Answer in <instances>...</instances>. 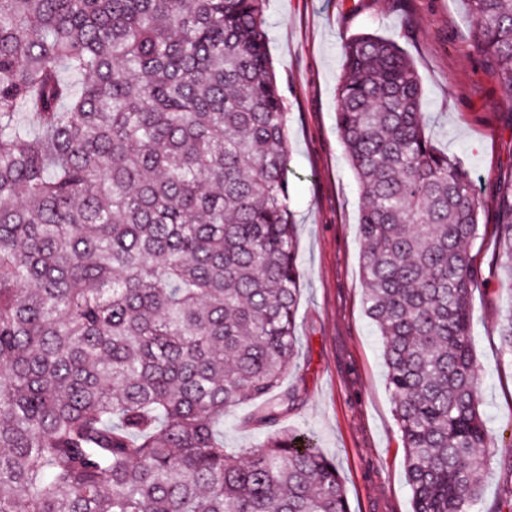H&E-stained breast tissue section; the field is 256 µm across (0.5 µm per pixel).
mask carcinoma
<instances>
[{
  "label": "carcinoma",
  "mask_w": 512,
  "mask_h": 512,
  "mask_svg": "<svg viewBox=\"0 0 512 512\" xmlns=\"http://www.w3.org/2000/svg\"><path fill=\"white\" fill-rule=\"evenodd\" d=\"M512 92V0H467ZM265 0H0V512H351L336 463L270 426L298 354L288 116ZM366 312L412 512H473L492 447L466 246L480 201L425 133L413 61L343 45ZM512 282V175L499 182ZM512 356V312L499 328Z\"/></svg>",
  "instance_id": "carcinoma-1"
}]
</instances>
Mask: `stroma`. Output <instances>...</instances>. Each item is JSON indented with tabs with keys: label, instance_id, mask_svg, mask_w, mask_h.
I'll return each mask as SVG.
<instances>
[{
	"label": "stroma",
	"instance_id": "stroma-1",
	"mask_svg": "<svg viewBox=\"0 0 512 512\" xmlns=\"http://www.w3.org/2000/svg\"><path fill=\"white\" fill-rule=\"evenodd\" d=\"M265 19L288 112L289 204L303 275L299 354L280 385L296 400L274 428L253 423L258 402L237 405L224 417V445L257 448L279 428L307 433L334 460L353 512H411L380 338L363 305L360 190L336 123L342 44L374 33L415 61L426 133L460 162L483 202L469 250L480 273L471 307L495 454L474 512H499L512 495V357L497 327L512 312V283L497 263L494 195L512 173V97L497 64L470 47L466 0H266Z\"/></svg>",
	"mask_w": 512,
	"mask_h": 512
}]
</instances>
